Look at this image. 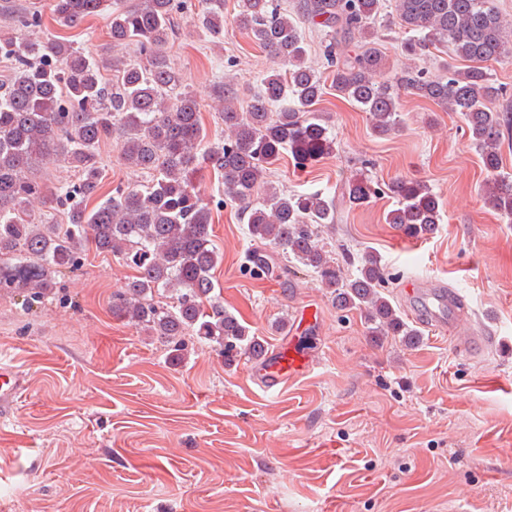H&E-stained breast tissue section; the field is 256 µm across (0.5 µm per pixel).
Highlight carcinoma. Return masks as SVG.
Instances as JSON below:
<instances>
[{
	"mask_svg": "<svg viewBox=\"0 0 512 512\" xmlns=\"http://www.w3.org/2000/svg\"><path fill=\"white\" fill-rule=\"evenodd\" d=\"M106 2L50 0L49 7L72 27L102 12ZM204 4L196 25L217 38L224 32V0ZM174 8L173 0L112 2V50L135 46L138 55L117 57L111 81L68 42L0 35V58L12 65L0 82V291L22 293L29 304L55 298L61 277L77 269L92 246L136 269L112 295V312L156 337L173 359L183 358L187 336L212 344L228 365L242 355L263 357V337L214 295L212 274L222 255L212 241L211 209L194 188L196 176L212 169L224 194L243 208L250 238L285 258L276 266L252 251L251 274L286 280L302 267L337 309L363 314L369 335L415 343L419 330L385 293L380 257L364 253L346 275L321 243L323 229L336 221L335 198L280 189L267 180L270 166L285 151L302 167L333 153L325 120L311 110L326 88L365 112L378 137L401 128L400 92L407 91L459 113L490 176L486 195L512 220V182L499 173L512 113L490 106L503 96L491 67L512 61V21L494 0H394L396 19L410 36L402 42L405 63L392 69L379 44L383 0H299L294 14L279 0H242L234 23L270 54L272 66L245 100L219 86L213 103L224 140L207 146L197 98L182 89L166 53ZM304 21L324 28L322 71L307 65ZM355 38L360 51L351 55L347 41ZM441 46L468 66L445 64L443 74L426 75L416 60ZM108 140L123 165L152 180L101 192L99 147ZM51 165L72 168L77 181L48 188L40 172ZM388 191L396 204L386 223L413 240L435 233L443 202L431 186L401 178ZM376 194L370 182L355 178L345 183L342 200L359 207ZM60 208L65 224L54 221Z\"/></svg>",
	"mask_w": 512,
	"mask_h": 512,
	"instance_id": "obj_1",
	"label": "carcinoma"
}]
</instances>
